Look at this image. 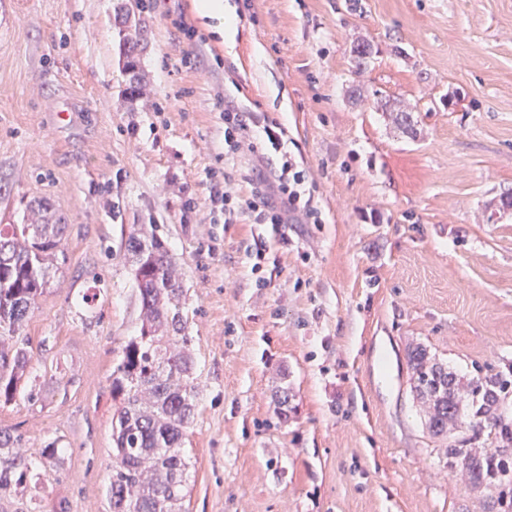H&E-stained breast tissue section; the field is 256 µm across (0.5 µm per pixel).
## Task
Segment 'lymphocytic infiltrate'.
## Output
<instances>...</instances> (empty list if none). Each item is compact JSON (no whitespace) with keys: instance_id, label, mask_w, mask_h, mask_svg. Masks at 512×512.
<instances>
[{"instance_id":"lymphocytic-infiltrate-1","label":"lymphocytic infiltrate","mask_w":512,"mask_h":512,"mask_svg":"<svg viewBox=\"0 0 512 512\" xmlns=\"http://www.w3.org/2000/svg\"><path fill=\"white\" fill-rule=\"evenodd\" d=\"M261 127L266 143L282 155L281 163L273 171L258 170L257 179L247 198H239L229 182L217 174H210L208 201L212 211L224 214L225 222H232L240 213L252 215L254 223L270 225L279 230L286 224H315L319 218L305 197L303 169L296 161L283 154L285 130L280 123L260 121L248 112L228 107L224 110V151L235 154L241 150L255 151L253 127Z\"/></svg>"}]
</instances>
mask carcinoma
<instances>
[{
  "mask_svg": "<svg viewBox=\"0 0 512 512\" xmlns=\"http://www.w3.org/2000/svg\"><path fill=\"white\" fill-rule=\"evenodd\" d=\"M140 0H125L115 14L123 69L133 98L144 95L139 71L144 26L135 16ZM26 224H0V404L20 394L32 400V348L22 336L62 252L66 225L46 201L29 204ZM131 273L140 298L139 335L128 340L112 371V512H183L190 463L183 451L195 420L198 385L192 337L183 309L186 292L177 261L152 224H134L127 238ZM409 385L423 407L434 436L465 429L472 437L512 444V424L498 413L512 381L478 375L465 382L423 348L408 355ZM474 487L491 492L512 483V458L450 448ZM58 449L33 453L22 439L0 428V497L27 492L34 470L58 467Z\"/></svg>",
  "mask_w": 512,
  "mask_h": 512,
  "instance_id": "obj_1",
  "label": "carcinoma"
}]
</instances>
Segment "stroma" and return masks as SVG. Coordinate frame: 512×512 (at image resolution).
<instances>
[{"mask_svg":"<svg viewBox=\"0 0 512 512\" xmlns=\"http://www.w3.org/2000/svg\"><path fill=\"white\" fill-rule=\"evenodd\" d=\"M117 4L0 0V224L45 199L67 225L24 329L36 396L0 405V427L62 453L39 475L43 512H110L135 224L156 225L186 290L184 512H507L512 486L450 464L461 433L425 429L408 354L512 378V0H224L227 39L196 0H145L146 104L124 95ZM231 105L282 124L321 223L283 241L245 214L212 222L209 173L246 197L256 164L278 163L225 154Z\"/></svg>","mask_w":512,"mask_h":512,"instance_id":"35a3bbf8","label":"stroma"}]
</instances>
